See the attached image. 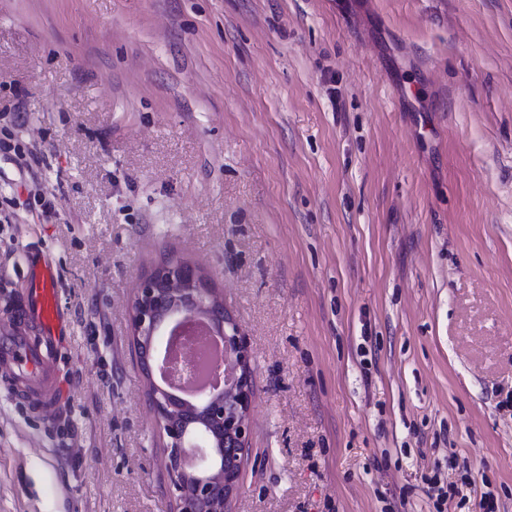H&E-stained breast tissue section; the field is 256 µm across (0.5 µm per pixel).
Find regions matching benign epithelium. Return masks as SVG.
Listing matches in <instances>:
<instances>
[{
	"label": "benign epithelium",
	"instance_id": "obj_1",
	"mask_svg": "<svg viewBox=\"0 0 512 512\" xmlns=\"http://www.w3.org/2000/svg\"><path fill=\"white\" fill-rule=\"evenodd\" d=\"M187 319L204 321L224 339V387L198 398L177 395L157 375L163 326ZM130 334L165 439L174 512H232L249 452L253 399L251 354L239 323L205 272L171 256L140 279Z\"/></svg>",
	"mask_w": 512,
	"mask_h": 512
}]
</instances>
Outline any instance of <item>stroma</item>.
Wrapping results in <instances>:
<instances>
[{"instance_id": "stroma-1", "label": "stroma", "mask_w": 512, "mask_h": 512, "mask_svg": "<svg viewBox=\"0 0 512 512\" xmlns=\"http://www.w3.org/2000/svg\"><path fill=\"white\" fill-rule=\"evenodd\" d=\"M0 141V320L30 249L68 318L51 416L0 373V512H169L172 254L253 358L233 512H512V0H0Z\"/></svg>"}]
</instances>
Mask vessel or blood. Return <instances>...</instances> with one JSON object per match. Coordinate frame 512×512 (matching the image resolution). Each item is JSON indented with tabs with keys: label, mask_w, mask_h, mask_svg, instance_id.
Returning a JSON list of instances; mask_svg holds the SVG:
<instances>
[{
	"label": "vessel or blood",
	"mask_w": 512,
	"mask_h": 512,
	"mask_svg": "<svg viewBox=\"0 0 512 512\" xmlns=\"http://www.w3.org/2000/svg\"><path fill=\"white\" fill-rule=\"evenodd\" d=\"M56 281V272L50 265L29 264L25 294L16 319L0 329V370L21 378L28 397L41 410L54 409L63 400L60 382L43 355L44 350L56 346L63 334ZM27 325L38 329L39 347L27 343L23 333Z\"/></svg>",
	"instance_id": "b4317fda"
}]
</instances>
